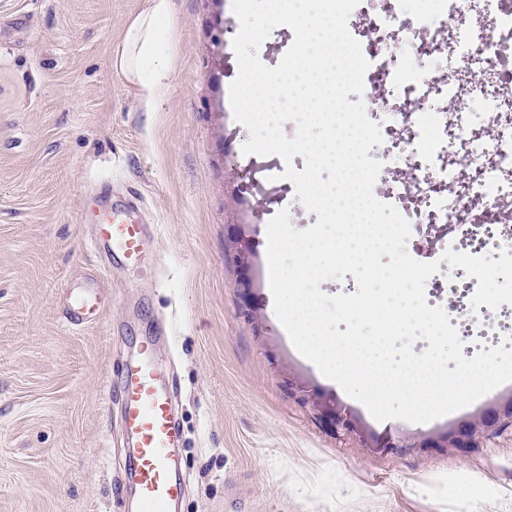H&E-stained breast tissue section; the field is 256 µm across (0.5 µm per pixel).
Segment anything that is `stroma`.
Wrapping results in <instances>:
<instances>
[{
  "label": "stroma",
  "instance_id": "35a3bbf8",
  "mask_svg": "<svg viewBox=\"0 0 512 512\" xmlns=\"http://www.w3.org/2000/svg\"><path fill=\"white\" fill-rule=\"evenodd\" d=\"M146 0H0V512H132L121 481L123 363L154 357L179 391L180 512H512V423L461 453L419 447L512 397L498 387L426 424L377 421L291 343L268 283L266 208L247 190L220 36L232 0H171L174 66L153 110L112 67ZM133 190L141 266L94 249L93 188ZM249 243L241 271L232 245ZM250 278L254 320L239 313ZM102 314L66 324L64 291ZM355 417L333 432L302 401ZM396 442L368 447L367 436Z\"/></svg>",
  "mask_w": 512,
  "mask_h": 512
}]
</instances>
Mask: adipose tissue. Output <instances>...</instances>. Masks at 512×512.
Listing matches in <instances>:
<instances>
[{
    "mask_svg": "<svg viewBox=\"0 0 512 512\" xmlns=\"http://www.w3.org/2000/svg\"><path fill=\"white\" fill-rule=\"evenodd\" d=\"M170 0H147L146 7L124 24L112 66L137 86L146 105H154L167 89L173 68L169 33Z\"/></svg>",
    "mask_w": 512,
    "mask_h": 512,
    "instance_id": "obj_1",
    "label": "adipose tissue"
}]
</instances>
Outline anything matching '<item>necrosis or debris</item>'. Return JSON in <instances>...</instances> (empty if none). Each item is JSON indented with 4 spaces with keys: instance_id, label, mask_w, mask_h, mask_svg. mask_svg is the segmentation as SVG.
I'll return each instance as SVG.
<instances>
[{
    "instance_id": "obj_1",
    "label": "necrosis or debris",
    "mask_w": 512,
    "mask_h": 512,
    "mask_svg": "<svg viewBox=\"0 0 512 512\" xmlns=\"http://www.w3.org/2000/svg\"><path fill=\"white\" fill-rule=\"evenodd\" d=\"M348 29L370 63L363 94L348 99L363 101L381 126L383 142L369 152L382 164L374 194L409 220L407 249L428 258L449 248L475 256L512 249V8L502 0H361ZM452 59L475 78L448 80ZM458 95L468 110L447 112ZM285 166L277 156L251 158L250 187L287 204L291 223L314 225L317 214L281 177ZM477 285L443 263L425 288L468 358L512 336V305L472 310Z\"/></svg>"
}]
</instances>
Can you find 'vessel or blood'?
<instances>
[{"label": "vessel or blood", "mask_w": 512, "mask_h": 512, "mask_svg": "<svg viewBox=\"0 0 512 512\" xmlns=\"http://www.w3.org/2000/svg\"><path fill=\"white\" fill-rule=\"evenodd\" d=\"M79 221L96 224L95 248L121 255L127 264L140 263L145 235L136 194H127L100 209L82 211ZM101 311L100 299L91 292L73 293L66 299L65 319L70 325H82ZM154 350V341H146L125 367L122 422L133 461L130 477L137 489L138 512H171L184 490L181 463L174 452L180 430L174 416V396L161 380Z\"/></svg>", "instance_id": "obj_1"}]
</instances>
